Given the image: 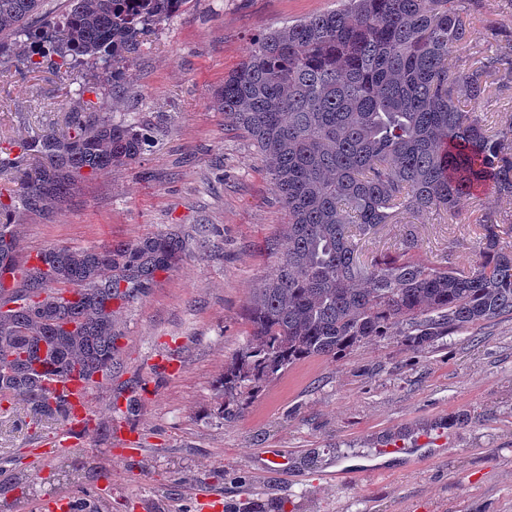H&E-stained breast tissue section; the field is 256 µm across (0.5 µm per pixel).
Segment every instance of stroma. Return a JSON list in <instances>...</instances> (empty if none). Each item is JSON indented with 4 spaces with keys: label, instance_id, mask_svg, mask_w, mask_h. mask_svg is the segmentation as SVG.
Masks as SVG:
<instances>
[{
    "label": "stroma",
    "instance_id": "obj_1",
    "mask_svg": "<svg viewBox=\"0 0 512 512\" xmlns=\"http://www.w3.org/2000/svg\"><path fill=\"white\" fill-rule=\"evenodd\" d=\"M337 0H188L148 34L118 118L155 125L151 151L112 176L83 184L43 219L19 213L20 257L50 245L120 249L156 235L185 241L121 309L111 381L95 388L96 429L50 453L57 422L0 412V512H34L63 494V457L98 466L83 485L102 512H242L272 497L284 512H512V316L470 326L415 352L376 339L337 358L299 361L261 389L236 420L220 414L224 364L248 341L244 306L270 273L267 244L288 215L250 139L224 123L214 96L253 39L337 8ZM512 32V0H484L461 62L481 57L489 25ZM59 79L0 56V134L13 146L62 122L70 93L91 76ZM512 215V198L483 189L458 217L413 215L363 244L396 252L406 226L420 254L475 261L473 221L483 208ZM467 415L464 424L447 422ZM395 439L399 450L387 452ZM288 468H273L274 456ZM111 472V487L99 475ZM29 484L20 502L15 480Z\"/></svg>",
    "mask_w": 512,
    "mask_h": 512
}]
</instances>
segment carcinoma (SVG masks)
Wrapping results in <instances>:
<instances>
[{
	"label": "carcinoma",
	"instance_id": "1",
	"mask_svg": "<svg viewBox=\"0 0 512 512\" xmlns=\"http://www.w3.org/2000/svg\"><path fill=\"white\" fill-rule=\"evenodd\" d=\"M42 2L0 0V55H24L31 72L49 61L61 79L86 60L116 89L145 37L188 0H66L63 22L39 30L32 20ZM482 2L342 0L253 40L224 77L214 104L258 149L288 212L269 243L273 270L245 307L250 339L224 363V420L302 359L334 358L387 336L421 352L512 315V222L492 208L476 220L478 258L469 266L448 254L425 261L412 229L395 254L360 258L362 241L403 213L456 216L482 187L512 195V113L491 131L461 108L487 98L491 76L512 81V39L491 29L476 65L452 59ZM98 89L79 85L64 131L21 143L34 166L20 169L19 196L6 203L0 192V404L21 403L36 421L69 411L38 366L76 373L90 390L112 379L115 314L182 249L163 236L120 250L53 245L15 276L17 210L47 215L152 144L149 126L114 119L120 96L109 102ZM119 264L130 271L124 290L112 277Z\"/></svg>",
	"mask_w": 512,
	"mask_h": 512
}]
</instances>
